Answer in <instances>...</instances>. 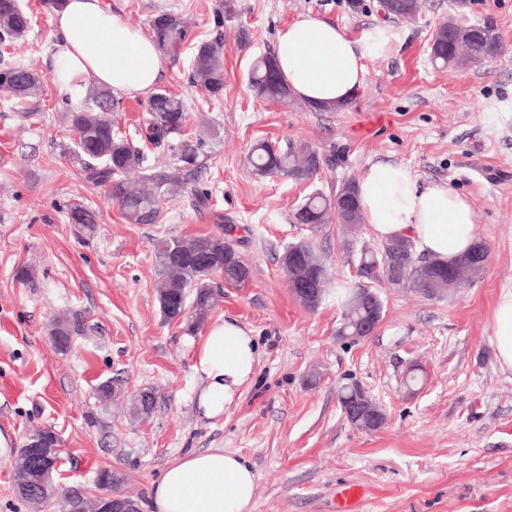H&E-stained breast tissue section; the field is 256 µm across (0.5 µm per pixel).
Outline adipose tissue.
<instances>
[{"mask_svg": "<svg viewBox=\"0 0 512 512\" xmlns=\"http://www.w3.org/2000/svg\"><path fill=\"white\" fill-rule=\"evenodd\" d=\"M53 59L60 87L69 93L86 83L125 95L153 92L165 59L154 40L106 9L102 0H65L52 18ZM394 33L376 26L362 37L309 15L277 35L275 57L293 95L313 107L351 101L364 83L367 62L380 57ZM361 210L374 236L413 240L419 252L450 261L478 238L472 201L443 184L419 187L405 165L376 162L356 183ZM492 343L500 368L512 372V289L500 292L492 316ZM252 336L233 322L210 329L199 344L195 370L204 387V417L223 414L226 402L253 375ZM255 474L240 455L215 448L185 455L164 469L153 486L155 512H252Z\"/></svg>", "mask_w": 512, "mask_h": 512, "instance_id": "ef3b65f1", "label": "adipose tissue"}]
</instances>
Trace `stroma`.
I'll return each instance as SVG.
<instances>
[{"label":"stroma","instance_id":"35a3bbf8","mask_svg":"<svg viewBox=\"0 0 512 512\" xmlns=\"http://www.w3.org/2000/svg\"><path fill=\"white\" fill-rule=\"evenodd\" d=\"M32 17L28 35L0 61L29 65L43 93L32 112L0 99V512H31L17 497L11 463L36 429L61 437L56 479L95 493V472L122 470L123 492L151 512L150 492L175 459L211 448L244 457L256 473L253 512H337L336 492L364 491L359 512H512V373L501 371L491 320L501 289L512 288V0H477L457 12L453 0H421L408 20L386 21L378 0L353 11L349 0H235L215 27L222 0H103L131 26L148 31L161 11L183 16L189 37L167 61L159 87L179 95L187 133L200 138L187 193L163 196L158 223H128L106 187L88 182L71 151L64 112L84 96L66 97L55 80L56 34L42 0H20ZM328 20L357 37L375 25L395 33L389 50L368 62L349 109L318 111L298 99L260 100L248 88L252 60L274 51L280 30L300 15ZM457 16H493L502 54L496 60L442 69L430 59L436 27ZM224 38V95L211 99L188 83L194 46ZM146 100L123 97L116 130L143 147L145 173L177 167L175 148L146 144L139 133ZM309 145L324 163L309 182L252 175L254 142ZM408 166L420 185L443 183L468 195L490 256L462 287L428 299L412 288L374 283L383 302L375 333L337 339L338 286L356 285L361 248L380 249L369 224L346 246L338 223L292 220L304 197L336 193L375 162ZM207 190L200 212L191 189ZM97 214L94 234L69 223L71 205ZM239 225L236 247L249 263L245 285L223 290L205 328L189 334L165 321L158 302L155 243L168 237L221 234ZM309 243L328 273L316 308L292 295L280 257ZM29 269L30 280L18 277ZM82 311L95 330L75 337L67 354L51 345L49 324ZM237 322L258 344L253 380L209 420L198 408L194 364L209 327ZM426 381L401 383L409 363ZM122 379L129 393L152 390L151 415L132 418L113 406L108 429L94 427L93 389ZM358 381L381 406L383 426L353 427L338 399Z\"/></svg>","mask_w":512,"mask_h":512}]
</instances>
